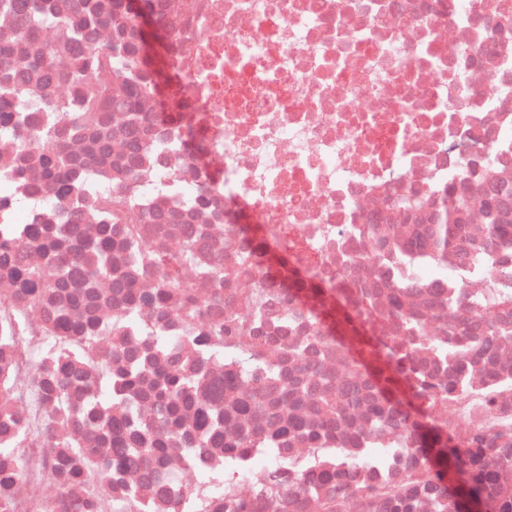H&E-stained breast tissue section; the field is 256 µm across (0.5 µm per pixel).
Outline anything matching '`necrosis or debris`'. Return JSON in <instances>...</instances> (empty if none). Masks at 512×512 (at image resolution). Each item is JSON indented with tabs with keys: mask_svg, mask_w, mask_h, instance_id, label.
Here are the masks:
<instances>
[{
	"mask_svg": "<svg viewBox=\"0 0 512 512\" xmlns=\"http://www.w3.org/2000/svg\"><path fill=\"white\" fill-rule=\"evenodd\" d=\"M493 0H147L172 32L181 85L127 92L111 61L96 70L95 111L73 112L68 74L80 46L46 23L17 41L24 13L0 12V45L25 62L24 78L64 110L57 123L23 98L20 128L0 125V236H47L20 251L48 267L71 250L94 260L112 250V272L26 294L0 263V512H65L58 443L93 447L104 460L120 443L154 447L152 388L170 370L201 369V397L236 371L201 365L213 322L239 327L234 352L277 365L286 382L266 384L273 412L221 415L225 440L199 446L195 464L174 448L113 469L111 494L85 482L87 512H109L133 491L140 512H389L382 488L432 512L434 494L417 477L418 438L398 407L374 427L370 376L355 367L350 339L322 323L321 309L359 318L379 344L428 369L423 394L432 422L461 445L494 438L512 449V336L487 342L485 327L512 321V240L490 244L487 228L512 224V207L486 204L492 186L512 188V32ZM55 45L53 69L29 65ZM202 116L204 149H183L180 111ZM142 120L131 125L128 111ZM64 151L73 176L94 196L51 198L46 157ZM465 196L462 231L448 249L430 234L449 195ZM420 200L417 209L400 199ZM172 259L202 311L199 323L166 311L153 249ZM224 270L214 280L213 268ZM79 304L89 333L60 384L37 376L54 352L48 331L60 308ZM452 350L441 360L427 347ZM121 351L146 377L134 405L104 408L90 361ZM493 358L501 379L485 370ZM457 373L462 387L440 396ZM345 400L343 414L312 406L307 392ZM117 422L106 434L94 422ZM314 424L320 441L289 423ZM250 431L247 444L227 438ZM199 487L177 496L170 477Z\"/></svg>",
	"mask_w": 512,
	"mask_h": 512,
	"instance_id": "4bbe7bcc",
	"label": "necrosis or debris"
}]
</instances>
